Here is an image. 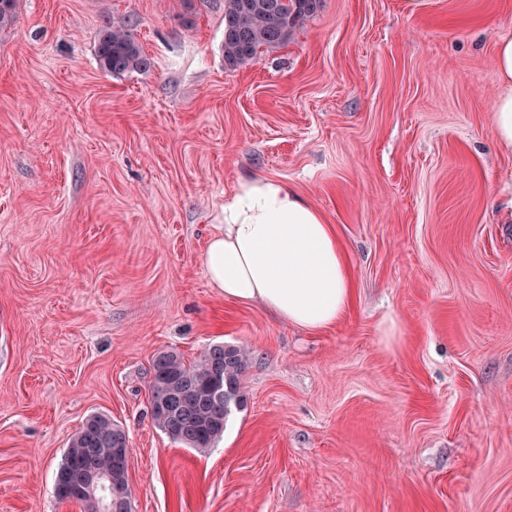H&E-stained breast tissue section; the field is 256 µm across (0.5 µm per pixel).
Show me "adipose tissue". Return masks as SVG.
<instances>
[{
  "instance_id": "obj_1",
  "label": "adipose tissue",
  "mask_w": 512,
  "mask_h": 512,
  "mask_svg": "<svg viewBox=\"0 0 512 512\" xmlns=\"http://www.w3.org/2000/svg\"><path fill=\"white\" fill-rule=\"evenodd\" d=\"M494 65L493 135L500 148L512 150L511 37L498 40ZM203 263L225 299L261 306L308 331L335 325L353 301L352 272L333 225L277 179L243 177L225 192Z\"/></svg>"
}]
</instances>
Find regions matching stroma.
<instances>
[{"instance_id": "1", "label": "stroma", "mask_w": 512, "mask_h": 512, "mask_svg": "<svg viewBox=\"0 0 512 512\" xmlns=\"http://www.w3.org/2000/svg\"><path fill=\"white\" fill-rule=\"evenodd\" d=\"M122 25L149 69L114 76ZM512 0H324L224 63V0H16L0 28V512H81L85 419L129 437L131 512H512V151L493 136ZM333 224L353 306L309 332L203 264L243 176ZM401 334L386 342L382 324ZM242 345L246 406L199 453L151 364ZM96 54L100 68L112 75L145 70L151 65L139 44L123 26H106L101 30Z\"/></svg>"}]
</instances>
